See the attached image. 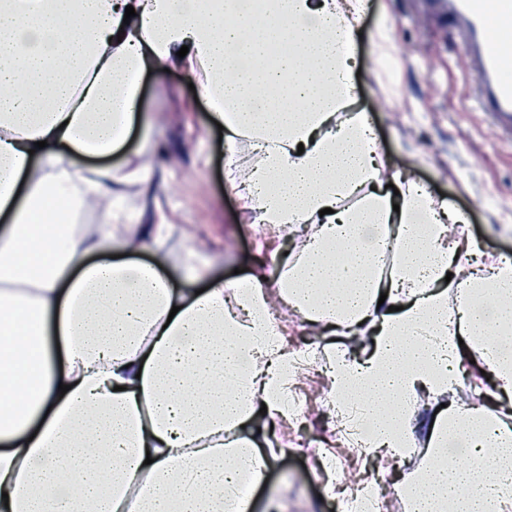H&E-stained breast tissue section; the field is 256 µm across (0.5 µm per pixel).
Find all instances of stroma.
Wrapping results in <instances>:
<instances>
[{"label": "stroma", "instance_id": "35a3bbf8", "mask_svg": "<svg viewBox=\"0 0 512 512\" xmlns=\"http://www.w3.org/2000/svg\"><path fill=\"white\" fill-rule=\"evenodd\" d=\"M352 44L358 59V95L349 111L365 112L379 154L389 171L420 185L430 199L462 213L465 232L480 252L512 258V142L502 139L483 112L472 105L475 89L464 46L455 29L436 17L429 0H365ZM188 74L155 68L142 85L146 114L170 113L171 120L152 133L134 127L112 165L140 158L151 170L149 182L125 184L118 199L135 223H152L157 212L173 217L164 247L175 260L170 273L177 287L196 289L177 262L195 248L213 276L234 279L235 269L253 268L257 244L252 217L224 179L226 145L211 111L189 87ZM289 337L312 355L305 371L308 416L276 427L271 440L284 451L272 461L253 492L255 512H264L269 495L281 496L287 512H334L324 496L310 440H326L336 456L349 462L350 482L358 480L357 452L325 421L322 395L329 382L323 366L331 337L291 320ZM425 462L422 451L404 458L368 460L367 469L383 471L384 512H404L391 487Z\"/></svg>", "mask_w": 512, "mask_h": 512}]
</instances>
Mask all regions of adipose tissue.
<instances>
[{
  "label": "adipose tissue",
  "instance_id": "adipose-tissue-1",
  "mask_svg": "<svg viewBox=\"0 0 512 512\" xmlns=\"http://www.w3.org/2000/svg\"><path fill=\"white\" fill-rule=\"evenodd\" d=\"M364 8L0 0V512H254L238 490L275 458L261 431L287 419L298 371L276 302L322 335L372 336L366 359H329L333 398L363 405L367 457L410 453L414 399L459 386L462 354L480 360L494 404L440 409L424 468L394 489L406 512H512V260L474 262L449 236L461 216L385 176L366 114L347 113ZM174 61L224 128L244 209L273 235L309 231L271 255L277 298L261 274L211 277L192 248L181 265L199 294L176 288L158 243L129 261L171 219L139 228L116 206L141 167L83 166L124 147L145 73ZM56 200L96 203L95 231L48 222ZM452 444L468 462H449Z\"/></svg>",
  "mask_w": 512,
  "mask_h": 512
}]
</instances>
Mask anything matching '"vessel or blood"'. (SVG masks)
<instances>
[{"instance_id":"vessel-or-blood-1","label":"vessel or blood","mask_w":512,"mask_h":512,"mask_svg":"<svg viewBox=\"0 0 512 512\" xmlns=\"http://www.w3.org/2000/svg\"><path fill=\"white\" fill-rule=\"evenodd\" d=\"M441 19L460 30L471 57L475 100L496 132L512 139V0H433Z\"/></svg>"}]
</instances>
